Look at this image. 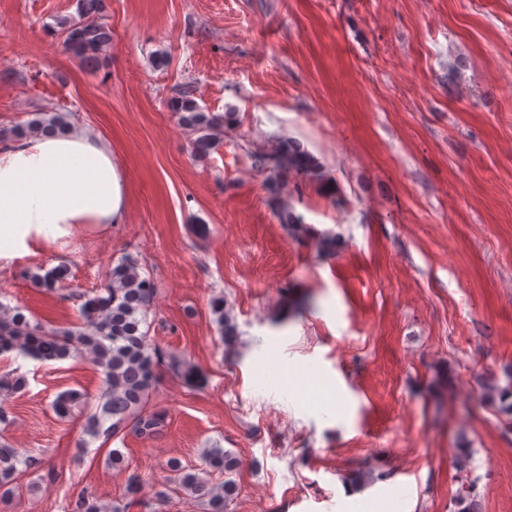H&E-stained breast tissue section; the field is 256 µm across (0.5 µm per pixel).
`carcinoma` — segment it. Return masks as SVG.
Returning <instances> with one entry per match:
<instances>
[{"instance_id": "1", "label": "carcinoma", "mask_w": 512, "mask_h": 512, "mask_svg": "<svg viewBox=\"0 0 512 512\" xmlns=\"http://www.w3.org/2000/svg\"><path fill=\"white\" fill-rule=\"evenodd\" d=\"M101 9L102 0H80V21L71 24L67 31L66 49L85 65L94 64L112 39L110 29L100 22ZM168 107L179 124L195 135V151L202 157L219 144L224 130L236 124L232 112L222 115L206 112L187 84L169 100ZM68 128L67 113L39 112L35 119L14 127L9 134L16 138L60 135ZM252 156L256 168L266 174L279 222L286 225L294 237L313 240L319 251L334 252L338 235L306 223L302 215L279 197L280 189L294 176L323 181L327 193L335 194V185L324 181L319 159L291 138L259 144ZM69 275L68 267L58 266L43 274L33 273L31 278L45 290L54 291ZM70 298L80 302L82 322L59 328L33 322L20 309L0 304V354L16 351L38 361L63 360L76 352L88 354L103 371L104 389L100 412L85 418V434L107 441L126 433L144 438L155 435L164 416L150 410L149 396L165 354L149 336L147 313L153 298L151 280L140 273L137 259L126 256L112 268L105 284L89 292L72 293ZM212 310L224 343H233L238 327L224 305V297L218 296L212 301ZM26 385L27 380L22 375L0 376V393L17 392ZM82 398L77 391L60 396L55 402L56 413L62 418L71 416ZM202 460L203 467L194 473L174 466L175 475L155 491V498L167 503L174 495L204 496L208 512H226L237 490L236 482L231 479L237 459L222 448H207ZM41 465V460L0 444V496L8 498L19 492L20 476ZM127 509L126 504L102 503L93 491L84 489L67 502L65 512H126Z\"/></svg>"}]
</instances>
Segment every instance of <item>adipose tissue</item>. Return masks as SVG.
I'll return each instance as SVG.
<instances>
[{
  "label": "adipose tissue",
  "mask_w": 512,
  "mask_h": 512,
  "mask_svg": "<svg viewBox=\"0 0 512 512\" xmlns=\"http://www.w3.org/2000/svg\"><path fill=\"white\" fill-rule=\"evenodd\" d=\"M124 217L122 173L99 134L73 129L0 147V258L35 234L57 239Z\"/></svg>",
  "instance_id": "obj_1"
}]
</instances>
